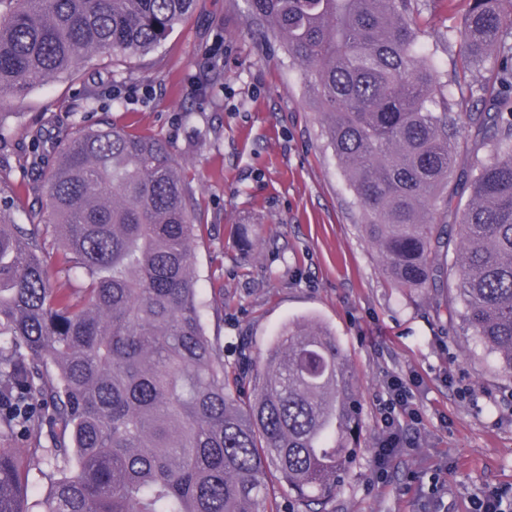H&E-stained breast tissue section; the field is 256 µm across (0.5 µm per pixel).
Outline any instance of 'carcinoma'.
Wrapping results in <instances>:
<instances>
[{"mask_svg": "<svg viewBox=\"0 0 512 512\" xmlns=\"http://www.w3.org/2000/svg\"><path fill=\"white\" fill-rule=\"evenodd\" d=\"M196 0H0V101L159 47ZM302 67L325 136L400 288L453 281L463 329L512 377V0L448 26L453 83L418 56L413 0H248ZM494 60L474 95L466 74ZM471 194L450 176L460 143ZM48 215L0 207V512H30L17 449L52 468L44 512H328L356 464L361 406L336 336L288 324L234 368L202 321L195 219L168 145L77 126L44 180ZM458 213L459 242L448 210ZM57 230L64 262L42 253ZM76 288H56L62 271ZM51 445L41 444L44 430Z\"/></svg>", "mask_w": 512, "mask_h": 512, "instance_id": "1", "label": "carcinoma"}]
</instances>
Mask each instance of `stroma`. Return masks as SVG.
I'll return each instance as SVG.
<instances>
[{
    "instance_id": "obj_1",
    "label": "stroma",
    "mask_w": 512,
    "mask_h": 512,
    "mask_svg": "<svg viewBox=\"0 0 512 512\" xmlns=\"http://www.w3.org/2000/svg\"><path fill=\"white\" fill-rule=\"evenodd\" d=\"M464 0H430L422 44L449 71L448 18ZM0 105V199L19 223L45 207L40 183L74 125L112 123L163 140L191 190L206 332L224 358L249 337L260 357L289 322L329 327L354 375L361 453L329 512H424L433 476L442 512L488 489L512 495V378L463 333L454 294L396 287L328 145L302 68L258 34L247 0H196L155 51ZM414 377L417 423L386 480L374 475L384 381Z\"/></svg>"
}]
</instances>
